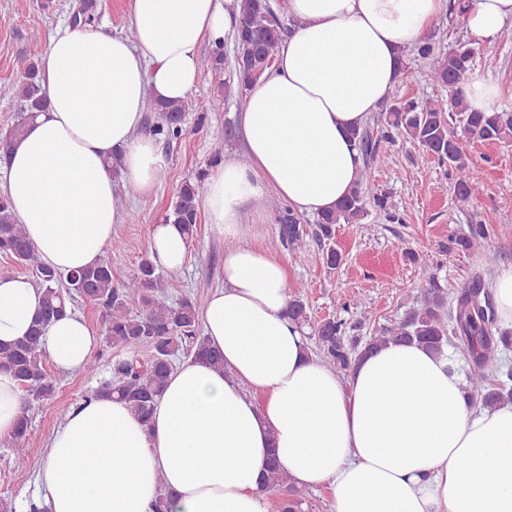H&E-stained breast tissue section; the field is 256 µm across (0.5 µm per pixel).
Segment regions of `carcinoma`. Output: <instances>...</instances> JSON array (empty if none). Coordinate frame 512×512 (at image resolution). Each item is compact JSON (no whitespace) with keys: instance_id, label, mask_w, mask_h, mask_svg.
<instances>
[{"instance_id":"cac0c4a2","label":"carcinoma","mask_w":512,"mask_h":512,"mask_svg":"<svg viewBox=\"0 0 512 512\" xmlns=\"http://www.w3.org/2000/svg\"><path fill=\"white\" fill-rule=\"evenodd\" d=\"M282 23L270 0H241V21L234 42L233 75L243 89L268 71L276 59ZM415 56L428 63L427 76L434 84L445 88L450 99H410L390 106L377 120L380 137L394 141L402 139L421 147L448 165L454 188L462 198L475 193L480 185V171L462 152L460 137L487 142L512 143V112H472L463 98V86L472 70L474 52L464 40L446 52L429 40L412 48ZM408 51H403L400 70L406 71ZM201 67L216 75L224 73V52L214 50L201 60ZM12 96L21 103V115L8 134L0 138V153L6 154L12 141L24 130L47 102L36 79L35 64H22L21 78L0 87V97ZM188 101L157 102L149 110L158 114L160 123L154 132L166 138L182 132ZM462 122L461 131L451 126L453 117ZM351 137L357 141L364 157V168L355 188L336 209L318 215L316 236L332 238L336 225L358 224L367 215V204L386 208V197L375 187L369 163H384L367 128L355 129ZM203 190L200 182H184L175 197L166 219L185 227L188 238L197 232L198 199ZM494 229L488 224H469L467 232L456 237L453 245L443 250L453 258L458 250H468L490 237ZM273 246L288 249L301 257L305 242L304 228L292 213L283 216L278 239ZM0 254L9 256L29 270L43 291V309L29 334L11 343H0V368L11 370L27 398H50L55 385L49 378L47 356L41 338L53 319L63 314L67 301L88 300L105 310L104 330L106 348L115 351L111 357V379L95 395L117 394L140 419L151 416L161 397L174 360L179 351L208 363L224 367L223 355L211 349L202 336L200 308L190 299L178 303L169 301L168 284L150 260H144L138 270L120 286L114 285L112 266L101 261L66 276L44 263L30 245L22 225L16 223L6 196H0ZM484 279L476 275L457 297L455 307L445 310V300L434 291L420 306L412 309L399 324L381 330L365 341L346 335L345 320L328 317L313 330L318 357L330 367L346 371L361 356L390 341H416L436 351L448 343V330L466 342L471 349L469 387L471 395L484 405L512 398V370H501L500 354L512 349V331L496 325V313L484 299ZM135 303L140 311L131 310ZM288 315L299 323L307 320L306 304L299 295L291 297ZM144 346L150 355L139 356ZM29 418L21 412L11 434L17 463L31 467L35 454L30 448ZM266 486L269 489L287 487L281 512H297L302 501V489L288 484L284 469L276 457L267 467Z\"/></svg>"}]
</instances>
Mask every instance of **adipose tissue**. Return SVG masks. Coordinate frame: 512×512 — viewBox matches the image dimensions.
Masks as SVG:
<instances>
[{"mask_svg":"<svg viewBox=\"0 0 512 512\" xmlns=\"http://www.w3.org/2000/svg\"><path fill=\"white\" fill-rule=\"evenodd\" d=\"M446 0H281L296 19L240 114L246 161L225 159L205 180L204 205L223 237L224 286L200 313L223 369L187 358L169 376L150 424L112 397L66 416L37 465L48 512H272L261 486L269 453L289 484L327 491L329 512H512V401L474 400L451 350L389 342L344 373L314 356L288 316V268L241 244L247 206L268 190L296 213L334 209L363 159L350 137L389 96L399 57L423 39ZM240 0H131L128 39L82 24L56 28L39 57L47 108L17 137L0 190L37 253L68 274L99 263L120 224L114 179L154 194L163 159L137 136L150 101L188 99L200 49L223 47ZM465 28L493 45L512 26V0H470ZM182 225H152L149 258L175 272L187 260ZM42 292L0 275V342L24 337ZM53 366L76 373L97 338L69 312L46 329Z\"/></svg>","mask_w":512,"mask_h":512,"instance_id":"ef3b65f1","label":"adipose tissue"}]
</instances>
